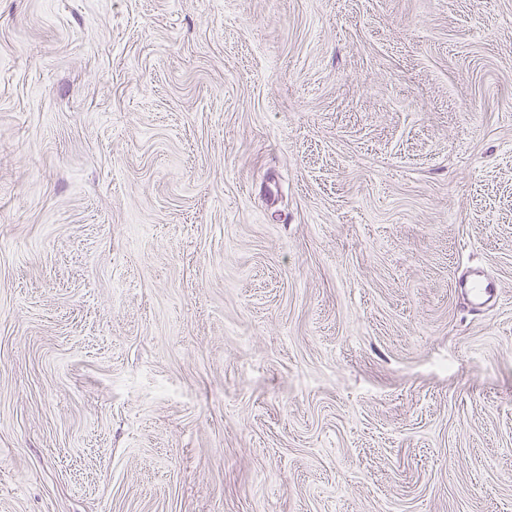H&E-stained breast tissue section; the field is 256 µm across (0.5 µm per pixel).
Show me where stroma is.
Returning a JSON list of instances; mask_svg holds the SVG:
<instances>
[{"instance_id": "stroma-1", "label": "stroma", "mask_w": 512, "mask_h": 512, "mask_svg": "<svg viewBox=\"0 0 512 512\" xmlns=\"http://www.w3.org/2000/svg\"><path fill=\"white\" fill-rule=\"evenodd\" d=\"M0 512H512V0H0ZM458 288L466 292L473 305L482 310L494 307L500 294L498 284L480 269H473L461 279Z\"/></svg>"}]
</instances>
